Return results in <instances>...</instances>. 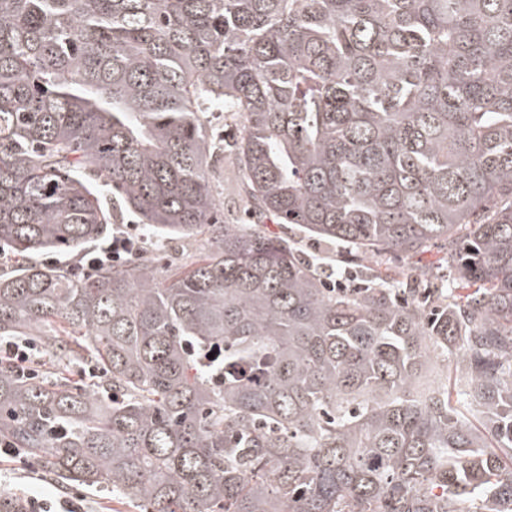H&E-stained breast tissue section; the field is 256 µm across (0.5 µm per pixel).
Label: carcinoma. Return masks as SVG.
I'll return each mask as SVG.
<instances>
[{"instance_id":"carcinoma-1","label":"carcinoma","mask_w":512,"mask_h":512,"mask_svg":"<svg viewBox=\"0 0 512 512\" xmlns=\"http://www.w3.org/2000/svg\"><path fill=\"white\" fill-rule=\"evenodd\" d=\"M122 211L131 261L32 260ZM267 219L354 250L351 286ZM439 241L436 313L392 258ZM1 249L0 336L98 368L0 363V438L61 483L140 512H512V0H0ZM212 162L214 174L212 185L217 196L220 213L226 224H235L241 215L244 185L232 157L226 153Z\"/></svg>"}]
</instances>
